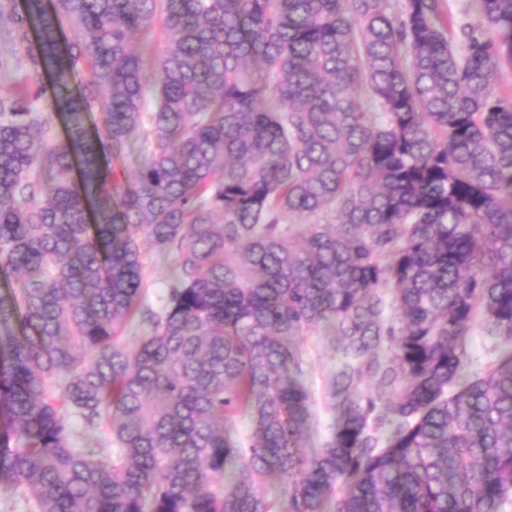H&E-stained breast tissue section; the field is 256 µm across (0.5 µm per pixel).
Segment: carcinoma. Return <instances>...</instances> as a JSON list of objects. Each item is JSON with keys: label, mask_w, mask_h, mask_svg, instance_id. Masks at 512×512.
Instances as JSON below:
<instances>
[{"label": "carcinoma", "mask_w": 512, "mask_h": 512, "mask_svg": "<svg viewBox=\"0 0 512 512\" xmlns=\"http://www.w3.org/2000/svg\"><path fill=\"white\" fill-rule=\"evenodd\" d=\"M506 68L512 0H0V483L33 512H278L272 473L288 512H506ZM142 238L175 256L159 311ZM325 323L340 417L307 456L292 338ZM496 343L497 340L486 333L483 322L478 318L473 325L468 348L471 372L483 373L488 369L497 355Z\"/></svg>", "instance_id": "1"}]
</instances>
